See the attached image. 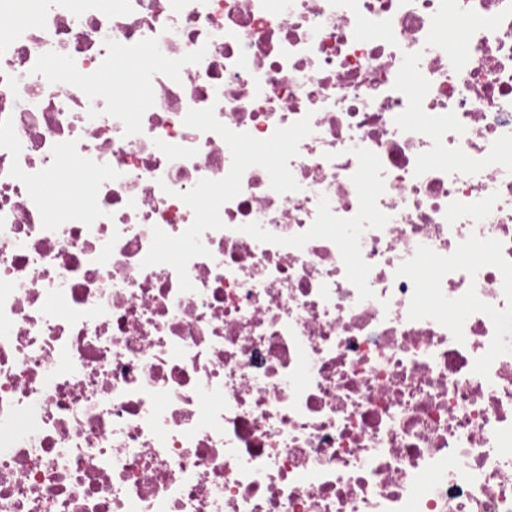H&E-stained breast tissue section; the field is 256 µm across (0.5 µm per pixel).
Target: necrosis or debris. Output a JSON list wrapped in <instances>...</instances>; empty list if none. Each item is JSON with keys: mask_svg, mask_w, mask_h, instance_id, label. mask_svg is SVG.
Listing matches in <instances>:
<instances>
[{"mask_svg": "<svg viewBox=\"0 0 512 512\" xmlns=\"http://www.w3.org/2000/svg\"><path fill=\"white\" fill-rule=\"evenodd\" d=\"M0 512H512V0H0ZM139 61L117 56L112 61L111 88L118 103L124 104L132 100L136 95V75L139 76Z\"/></svg>", "mask_w": 512, "mask_h": 512, "instance_id": "4bbe7bcc", "label": "necrosis or debris"}]
</instances>
